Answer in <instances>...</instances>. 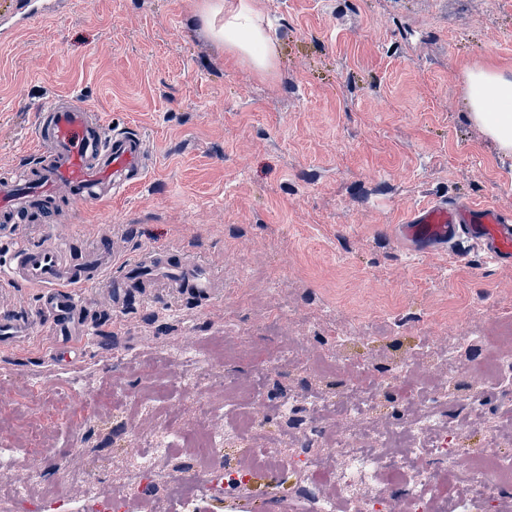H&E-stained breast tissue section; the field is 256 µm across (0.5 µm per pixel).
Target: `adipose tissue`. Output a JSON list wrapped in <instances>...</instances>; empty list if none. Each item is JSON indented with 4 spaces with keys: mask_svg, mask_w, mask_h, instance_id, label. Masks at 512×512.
I'll return each instance as SVG.
<instances>
[{
    "mask_svg": "<svg viewBox=\"0 0 512 512\" xmlns=\"http://www.w3.org/2000/svg\"><path fill=\"white\" fill-rule=\"evenodd\" d=\"M197 16L225 52L261 74L276 66L273 38L257 0H199ZM472 120L498 149L512 154V71L496 67L472 70L467 78Z\"/></svg>",
    "mask_w": 512,
    "mask_h": 512,
    "instance_id": "obj_1",
    "label": "adipose tissue"
}]
</instances>
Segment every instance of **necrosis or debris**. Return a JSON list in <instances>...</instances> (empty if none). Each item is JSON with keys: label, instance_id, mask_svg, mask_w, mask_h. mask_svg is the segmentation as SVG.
<instances>
[{"label": "necrosis or debris", "instance_id": "4bbe7bcc", "mask_svg": "<svg viewBox=\"0 0 512 512\" xmlns=\"http://www.w3.org/2000/svg\"><path fill=\"white\" fill-rule=\"evenodd\" d=\"M473 333L463 330L457 341L440 356L451 382L442 394L429 392L416 383L407 412L386 426L372 425L374 396L388 379H409L411 367L387 369L359 366L358 378L347 386L345 397L332 399L313 391L304 397L282 398L277 409L303 438L301 448L286 454L278 448H252L224 470L225 492L241 491L256 470L271 474H298L288 500L273 502L274 512H512V456L501 453L512 442V427L497 426L488 448L471 452L452 447L456 431L448 417L466 412L480 419L485 406V387L473 383L462 360L472 346ZM250 410L238 407L237 398L225 402L233 414L230 433L258 439L256 413L266 407L263 390L252 385L246 391ZM333 415L364 423V430L349 428L335 434L318 430L300 420L301 411ZM221 435L197 431H175L168 442L145 446L136 438L130 450L140 459L127 484L145 505L156 501L154 477L160 459L171 448L185 449L203 460L219 447ZM448 463L438 470L434 461Z\"/></svg>", "mask_w": 512, "mask_h": 512}]
</instances>
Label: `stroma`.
Segmentation results:
<instances>
[{
    "mask_svg": "<svg viewBox=\"0 0 512 512\" xmlns=\"http://www.w3.org/2000/svg\"><path fill=\"white\" fill-rule=\"evenodd\" d=\"M198 0H0L13 19H41L0 41V177L36 163L35 116L53 99L91 107L109 127L146 137V179L95 205H60L54 224L0 236V264L15 241L71 237L76 247L117 239L119 265L84 288L81 316L96 337L63 348L49 324L0 346V512L13 507L31 460L50 473L58 512H84L76 473L104 496L122 489L135 459L130 437L223 429L219 373L286 386L331 355L328 339L370 327L350 359L434 363L467 314L483 351L499 350L492 323L512 316V266L478 247L410 252L391 234L414 207L467 198L512 213V155L469 116L467 75L512 68V0H258L274 23L278 64L268 75L237 62L201 25ZM154 248L204 260L222 281L208 294L135 291L113 306L109 283ZM41 291L0 280V316L34 315ZM238 336L233 356L213 341ZM298 342L297 362L269 355ZM39 437H32L31 428ZM36 448L28 457L27 448ZM229 439L184 468L162 464L166 512L240 454ZM288 483L252 474L246 494L203 512H268Z\"/></svg>",
    "mask_w": 512,
    "mask_h": 512,
    "instance_id": "35a3bbf8",
    "label": "stroma"
}]
</instances>
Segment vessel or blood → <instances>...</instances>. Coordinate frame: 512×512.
<instances>
[{"mask_svg":"<svg viewBox=\"0 0 512 512\" xmlns=\"http://www.w3.org/2000/svg\"><path fill=\"white\" fill-rule=\"evenodd\" d=\"M34 134L44 147L39 162L19 175L0 179V228L48 223L62 193L74 206L110 200L145 174L144 137L128 128H107L87 107L53 100L38 112ZM393 234L415 252L445 249L466 240L482 247L493 262L512 265V214L489 204L457 200L422 205L404 223L394 225ZM69 249L66 241L53 238L39 245L16 242L7 274L40 288V318L1 317V345L29 340L40 320L52 324L63 344L89 343V330L75 328L84 304L82 290L100 283L118 254L102 244L73 261ZM144 260L169 273L173 288H208L215 278L204 261L177 266L163 249L148 251Z\"/></svg>","mask_w":512,"mask_h":512,"instance_id":"obj_1","label":"vessel or blood"}]
</instances>
